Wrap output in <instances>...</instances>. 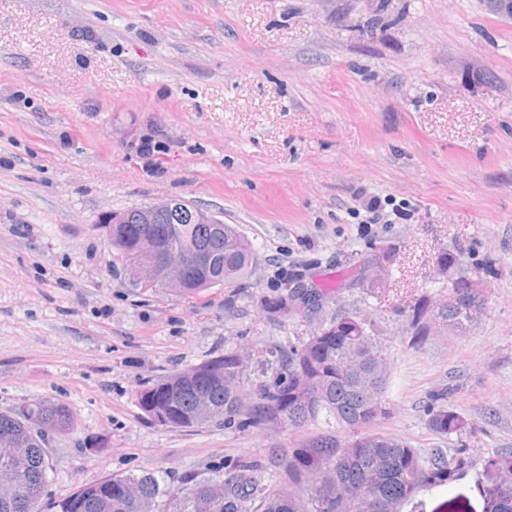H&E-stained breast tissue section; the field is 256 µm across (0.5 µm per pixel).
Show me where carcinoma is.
<instances>
[{"label": "carcinoma", "instance_id": "1", "mask_svg": "<svg viewBox=\"0 0 512 512\" xmlns=\"http://www.w3.org/2000/svg\"><path fill=\"white\" fill-rule=\"evenodd\" d=\"M139 209L125 211L124 224H102L108 245L123 261L141 253L145 240H163L172 228L182 245L218 255L209 269L187 280L181 295L234 283L248 275L255 254L251 244L230 224L224 236L213 225L199 223V210L174 205L153 224L139 223ZM437 264L448 274L454 304L433 308L426 298L396 311L407 317L413 333L410 345L428 340V322L465 331L471 314L486 304L485 289L474 288L455 275L457 256L444 251ZM254 387L242 390L237 378L246 369L236 354L226 353L168 375L142 391L140 409L156 423L170 428H194L210 421L232 423L245 417L257 427L298 429L320 420L352 433L341 439L332 430L283 450L284 470L262 480L266 467L251 460L224 473L207 470L167 485L150 472L113 476L77 487L58 502L59 512H199L198 501H212V512H399L400 506L426 486L444 485L461 470L465 458H448L440 448L424 457L406 441L376 429L387 416L384 393L388 363L372 326L356 314L338 315L308 339L286 349L266 352ZM212 405L210 419L196 416L201 397ZM428 427L440 436L457 433L464 420L442 406L428 410ZM38 420L52 432L71 425L67 406L52 399L0 412V441L25 448L18 459L0 447V473L19 468L25 480L12 499H0V512H42L47 483V440L34 436L30 422ZM489 465L503 474L485 512H512V453H500Z\"/></svg>", "mask_w": 512, "mask_h": 512}]
</instances>
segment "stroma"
Listing matches in <instances>:
<instances>
[{"label":"stroma","mask_w":512,"mask_h":512,"mask_svg":"<svg viewBox=\"0 0 512 512\" xmlns=\"http://www.w3.org/2000/svg\"><path fill=\"white\" fill-rule=\"evenodd\" d=\"M166 198L236 225L251 273L189 296L132 286L100 224ZM383 247L379 294L358 274ZM445 250L486 310L415 349L395 308L442 293ZM295 278L328 289L322 307L270 313ZM344 312L385 348L380 430L467 458L402 512H482L486 462L512 450V18L486 0H0V411L67 406L47 501L271 464L316 427L168 428L137 396L224 353L249 355L251 383L262 351ZM438 396L462 431L429 429Z\"/></svg>","instance_id":"stroma-1"}]
</instances>
